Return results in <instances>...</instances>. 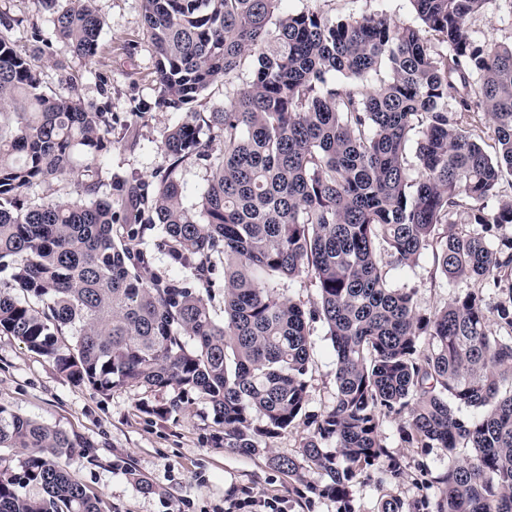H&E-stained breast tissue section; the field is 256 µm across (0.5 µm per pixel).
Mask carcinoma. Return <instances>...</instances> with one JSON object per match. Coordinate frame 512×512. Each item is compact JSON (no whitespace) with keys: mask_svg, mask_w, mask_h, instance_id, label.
<instances>
[{"mask_svg":"<svg viewBox=\"0 0 512 512\" xmlns=\"http://www.w3.org/2000/svg\"><path fill=\"white\" fill-rule=\"evenodd\" d=\"M282 2L142 0L155 105L184 116L159 145L166 165L150 180L111 174L105 196L112 113L45 94L42 66L64 62L37 30L23 53L0 32V266L14 270L0 287V330L101 392L197 394L223 426L215 442L241 454L269 451L265 440L303 422L300 455L321 475L311 491L342 512L360 478L404 477L387 420L409 447L441 448L448 462L435 481L418 465L422 488L436 482L439 495H386L381 512H512V236L500 234L512 227V196L500 194L512 178V42L473 35L467 21L488 0H411L417 26L292 14ZM35 3L74 55H97L94 0ZM383 65L390 79L368 88ZM242 72L224 108H187ZM187 163L209 170L191 205ZM49 179L73 181L75 195L24 207ZM155 227L156 249L184 277L159 272L142 247ZM428 251L458 289L434 310L415 288L392 287L384 261L413 267ZM302 279L316 289L308 309L284 293ZM318 321L336 390L311 414ZM83 447L0 407V449L23 457L16 478L0 456V512H100L67 470ZM271 461L302 481L295 459ZM30 483L43 495L20 492Z\"/></svg>","mask_w":512,"mask_h":512,"instance_id":"1","label":"carcinoma"}]
</instances>
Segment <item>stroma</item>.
Returning <instances> with one entry per match:
<instances>
[{
	"label": "stroma",
	"mask_w": 512,
	"mask_h": 512,
	"mask_svg": "<svg viewBox=\"0 0 512 512\" xmlns=\"http://www.w3.org/2000/svg\"><path fill=\"white\" fill-rule=\"evenodd\" d=\"M104 22L97 56L85 60L72 56L56 39L51 16L36 10L32 0H0V16L11 22L7 36L17 49L27 50L31 31L40 30L52 42L55 58L66 60V70L45 65L44 90L74 95L88 107L112 115L114 145L102 159L104 171L121 170L148 178L165 160L158 146L177 113L155 107V58L142 28V0H95ZM284 10L300 13L317 10L331 17L379 13L393 21L416 24L410 0H284ZM476 36L486 43L512 41V0H489L486 8L469 20ZM151 103L144 116L133 108ZM433 259L424 254L418 265H390L388 278L396 285L415 287V299L424 309L447 302L453 291L441 278H433ZM308 410L324 411L335 392V353L322 323H314ZM170 393L150 394L133 387L100 392L60 374L45 356L30 351L10 334L0 332V406L78 436L83 446L68 458V469L91 496L99 499L102 512H225L228 503L241 501L239 512H269L277 502L281 512H340L335 498L307 493L320 483L310 466H303V482L277 470L272 457H299L309 433L298 424L269 443L270 454L243 455L213 441L218 430L209 404L190 396L178 412L153 413L168 402ZM383 436L388 450L405 469L397 484L377 486L357 482L351 491L354 512H379L384 495L405 500L418 496V464L431 476L444 471L445 453L440 448H411L398 433V424L386 421ZM153 487L146 493L136 480Z\"/></svg>",
	"instance_id": "stroma-1"
}]
</instances>
